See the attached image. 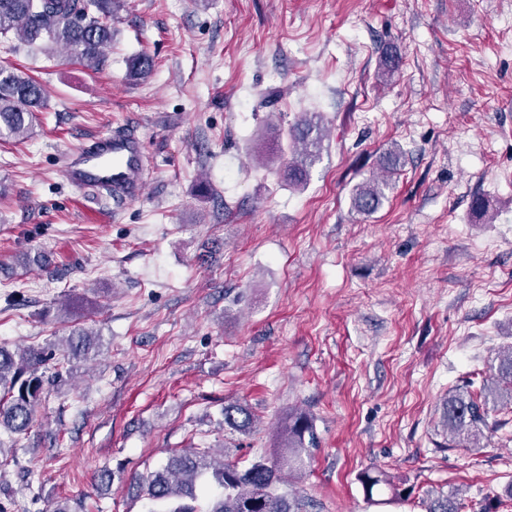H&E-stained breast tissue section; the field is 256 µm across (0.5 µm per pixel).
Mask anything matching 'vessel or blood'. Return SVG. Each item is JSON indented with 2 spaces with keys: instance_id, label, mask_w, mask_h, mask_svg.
Instances as JSON below:
<instances>
[{
  "instance_id": "vessel-or-blood-1",
  "label": "vessel or blood",
  "mask_w": 512,
  "mask_h": 512,
  "mask_svg": "<svg viewBox=\"0 0 512 512\" xmlns=\"http://www.w3.org/2000/svg\"><path fill=\"white\" fill-rule=\"evenodd\" d=\"M148 156L142 140L125 132L105 133L68 157L64 174L81 190L117 203L142 197L147 181Z\"/></svg>"
}]
</instances>
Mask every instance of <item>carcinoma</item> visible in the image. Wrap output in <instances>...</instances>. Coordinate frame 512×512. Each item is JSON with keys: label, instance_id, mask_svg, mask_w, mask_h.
Wrapping results in <instances>:
<instances>
[{"label": "carcinoma", "instance_id": "1", "mask_svg": "<svg viewBox=\"0 0 512 512\" xmlns=\"http://www.w3.org/2000/svg\"><path fill=\"white\" fill-rule=\"evenodd\" d=\"M123 0H0V38L17 36L30 50L52 55L61 47L88 67L106 62L105 49L112 45V27ZM152 58L137 54L128 60V77L142 79L151 74ZM48 106L45 88L16 69L0 65V136L20 142L33 133L35 113ZM323 119L317 112L302 115L289 129L293 158L288 180L295 187L306 184L309 167L322 148ZM391 179L369 178L357 184L351 195L352 208L362 214L375 212L386 199ZM67 360L88 358L96 350L97 338L85 329H74L61 340ZM52 360V349L0 346V431L25 435L33 427L41 400L44 375L41 369ZM512 406V346L498 355L495 371L483 379L479 394L468 389L448 391L444 422L448 447H468L502 424L491 420L499 408ZM224 426L245 433L254 420L240 404L222 410ZM318 447L312 418L303 412L288 417L284 451L273 463L256 460L241 468L212 457L206 448L169 454L165 463L132 478L147 500L145 512H306L309 502L296 493L279 490L282 472L304 473L310 449ZM427 512H460L453 493L439 494Z\"/></svg>", "mask_w": 512, "mask_h": 512}]
</instances>
